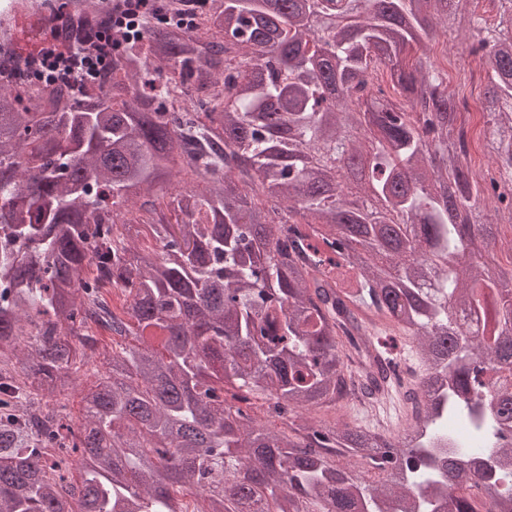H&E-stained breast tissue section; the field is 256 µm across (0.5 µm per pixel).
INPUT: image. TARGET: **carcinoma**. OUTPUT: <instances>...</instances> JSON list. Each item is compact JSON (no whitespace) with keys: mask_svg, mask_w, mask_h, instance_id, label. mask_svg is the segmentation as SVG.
Segmentation results:
<instances>
[{"mask_svg":"<svg viewBox=\"0 0 512 512\" xmlns=\"http://www.w3.org/2000/svg\"><path fill=\"white\" fill-rule=\"evenodd\" d=\"M206 2L142 15L93 87L0 86V512H512V276L472 259L480 202L512 212V0L492 29L475 0ZM435 24L483 63L488 186L409 55ZM384 336L423 367L388 436L349 422L400 380ZM93 354L76 422L49 400Z\"/></svg>","mask_w":512,"mask_h":512,"instance_id":"1","label":"carcinoma"}]
</instances>
